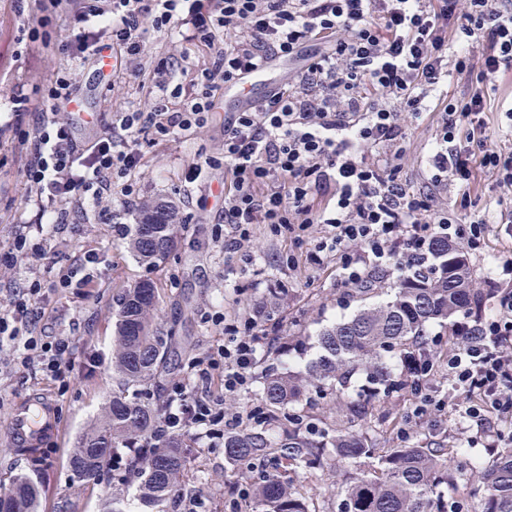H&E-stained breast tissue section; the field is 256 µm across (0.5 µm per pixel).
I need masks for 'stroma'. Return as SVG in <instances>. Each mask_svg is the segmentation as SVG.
Returning a JSON list of instances; mask_svg holds the SVG:
<instances>
[{"instance_id":"stroma-1","label":"stroma","mask_w":512,"mask_h":512,"mask_svg":"<svg viewBox=\"0 0 512 512\" xmlns=\"http://www.w3.org/2000/svg\"><path fill=\"white\" fill-rule=\"evenodd\" d=\"M14 2L0 0V246L4 248L11 245L23 226L37 221L22 198L25 148L21 132L31 129L33 122L25 120L19 128L10 124L17 88L25 87L31 114L46 111L51 106L43 97L45 79L72 69L76 72L73 95L83 101L85 112L117 109L128 100L144 105L148 102L147 91L139 86L136 74L152 70L171 45L170 38L157 34L139 57L111 54L113 70L106 78L97 60L79 63L72 59L68 51L71 30L61 16H52L43 25L34 0H26L20 12L15 10ZM229 106V101L215 98L206 128L174 141L158 142L149 148L135 175L139 199L175 203L179 215L191 217L190 223L176 225L175 248L163 264L145 267L130 252L134 215L124 207L117 191L102 203L85 205L73 214L77 233L61 234L49 243L45 262L54 269L79 267L84 252L90 249L99 262L93 269L91 288H60L50 292L47 299L44 324L48 333L56 336L74 331L79 336L75 370L66 389L41 376L16 374L9 350L0 351V492L9 489L17 474L24 473L40 490L38 512H103L116 488L122 491L127 512H143L133 474L118 479L107 470L85 483L74 477L70 467V453L78 437L100 422L103 406L122 387L120 376L112 369L115 300L117 294L140 280L151 279L157 288L154 328L173 351L172 375L140 388L141 401L150 404L156 402L159 386L182 378L189 360L214 344L219 334L211 321L214 312L243 319L269 315L279 323L277 340L259 356L256 383L249 391L224 395L223 407L229 415H245L261 405L260 376L304 366L318 352L319 332L359 308V301L347 296L340 283L335 259H328L319 268L310 266L304 259V249L287 234L273 233L266 225H255L241 253L225 252L223 241L217 237V222L224 206L223 167L209 169L207 180L190 189L185 188L183 179L193 162L223 157L224 111ZM439 119L436 112L401 115L406 132L404 175L412 189H422L427 183L424 156ZM465 195L472 202L471 213L492 221L485 251L468 257L477 287L484 288L491 277L492 257L512 250V226L496 221L500 211L512 207V198L504 196L490 175L481 170L467 185L440 190L442 202L450 206ZM271 288L286 291L272 312L266 307V293ZM31 397L51 401L62 425L59 434L47 442L44 460L38 465L11 447L7 433L11 408ZM407 404L404 393L380 398L375 403L374 418L354 422L351 428L381 439L391 420L402 415ZM410 439L441 441L457 449V456L448 459L452 467L474 456L486 460L493 457L488 449L469 444L450 417L437 428L427 422L414 425ZM188 460V490L201 493L206 512H229L231 491L241 490L245 482L225 462L223 449L211 450L193 442ZM354 472V465L343 461L313 477L308 486L311 512H338L341 487Z\"/></svg>"}]
</instances>
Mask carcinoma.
I'll list each match as a JSON object with an SVG mask.
<instances>
[{"label":"carcinoma","instance_id":"carcinoma-1","mask_svg":"<svg viewBox=\"0 0 512 512\" xmlns=\"http://www.w3.org/2000/svg\"><path fill=\"white\" fill-rule=\"evenodd\" d=\"M175 211L163 204L145 203L129 248L142 264L157 267L174 247ZM434 261L412 276H400L389 298L364 305L351 317L325 329L317 356L302 370L268 373L261 399L268 423L224 436V458L238 475L252 480V496L239 512H308L305 482L328 461L365 464L346 483L339 512H449L441 487L453 479L464 496L478 498L477 512H512V448L498 452L480 468V484L469 487L465 474L448 470L456 449L439 442L391 445L387 448L342 427L329 433H310L285 412L310 390L336 389V413L347 422L371 415L380 392L394 387L389 360L424 354L433 364L448 350L438 347L429 325L480 307L482 294L474 287L465 262L456 269L445 265L448 243L433 246ZM156 299L153 281L145 279L124 290L115 312L112 365L127 388L156 379L167 369L168 342L155 335L151 309ZM360 378L359 399L345 401L348 379ZM161 404H146L121 391L105 406L102 422L86 431L72 449L70 466L82 481L97 478L111 457L131 442L147 437L160 415ZM285 462L302 470L298 480H284L276 468L253 475L256 463ZM187 468L184 448H149L132 466L139 479V500L157 509L177 498ZM38 490L26 475H18L0 512H35Z\"/></svg>","mask_w":512,"mask_h":512}]
</instances>
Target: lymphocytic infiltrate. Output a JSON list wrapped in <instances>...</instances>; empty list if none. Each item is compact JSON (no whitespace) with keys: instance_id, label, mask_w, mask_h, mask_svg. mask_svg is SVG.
Returning a JSON list of instances; mask_svg holds the SVG:
<instances>
[{"instance_id":"1","label":"lymphocytic infiltrate","mask_w":512,"mask_h":512,"mask_svg":"<svg viewBox=\"0 0 512 512\" xmlns=\"http://www.w3.org/2000/svg\"><path fill=\"white\" fill-rule=\"evenodd\" d=\"M42 12H63L74 32L73 56L98 55L104 44L126 55L141 52L150 33L190 27V40L212 47L191 87L178 75L185 56L161 57L146 77L149 104L101 115L102 135L81 145L69 124L39 113L26 138L23 200L39 223L69 229L83 201L120 187L133 205L131 181L146 149L205 127L224 84L283 55L300 61L287 82L249 112L224 121V250L237 253L254 225L265 224L303 241L312 225L333 229L307 255L322 266L335 255L343 284L363 285L376 273L428 259L432 241L455 238L472 252L487 244V222L459 223L437 197V187L469 183L475 169L491 174L512 196V149L488 143L484 116L489 84L512 74V0H36ZM468 73L472 92L448 95L453 73ZM437 112L441 121L427 156L429 190H410L402 177L405 133L401 113ZM332 207L314 210L316 197ZM491 284L495 314L455 322L448 352L455 403L439 398L428 371L404 363L402 383L411 403L408 425L455 412L474 425V442L494 450L512 444V258L497 266ZM45 278L33 273L10 289L0 306V348L13 352L17 372H40L67 386L75 339L45 335L40 323ZM223 339L193 359L184 378L164 389L165 408L146 445L187 436L216 447L249 416H226L212 391L248 390L258 356L277 325L217 313Z\"/></svg>"}]
</instances>
